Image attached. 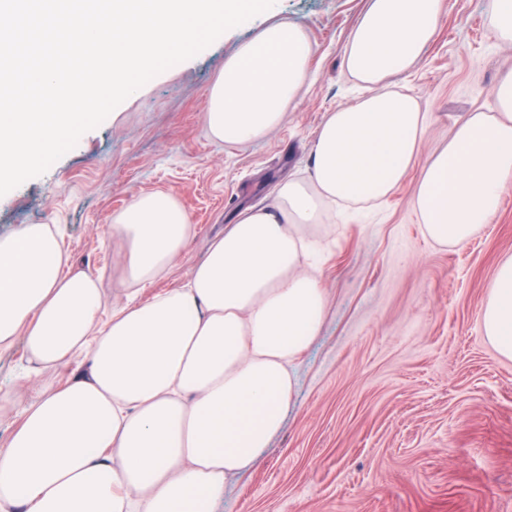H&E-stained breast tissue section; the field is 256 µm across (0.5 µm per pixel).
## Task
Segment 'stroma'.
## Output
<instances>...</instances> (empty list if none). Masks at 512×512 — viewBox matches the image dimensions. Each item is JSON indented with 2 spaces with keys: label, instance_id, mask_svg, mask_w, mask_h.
I'll use <instances>...</instances> for the list:
<instances>
[{
  "label": "stroma",
  "instance_id": "obj_1",
  "mask_svg": "<svg viewBox=\"0 0 512 512\" xmlns=\"http://www.w3.org/2000/svg\"><path fill=\"white\" fill-rule=\"evenodd\" d=\"M370 0H276L157 75L42 175L0 196V239L50 225L72 270L99 277L100 321L126 303L127 253L112 220L140 193L163 191L192 232L169 272L136 301L186 284L211 241L283 180L305 177L329 112L357 102L344 71L348 38ZM488 0H444L434 39L392 77L428 119L426 149L466 113L493 108L512 68ZM301 26L311 45L305 93L272 133L239 147L206 129L225 61L270 24ZM417 171L383 203L337 210L317 233L326 313L295 363L294 401L259 462L229 481L215 512H512V360L484 338L479 305L512 254V188L463 246L431 243L411 206ZM23 337L0 349V449L37 394L88 370L86 358L26 376Z\"/></svg>",
  "mask_w": 512,
  "mask_h": 512
}]
</instances>
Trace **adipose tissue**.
I'll list each match as a JSON object with an SVG mask.
<instances>
[{"instance_id": "obj_1", "label": "adipose tissue", "mask_w": 512, "mask_h": 512, "mask_svg": "<svg viewBox=\"0 0 512 512\" xmlns=\"http://www.w3.org/2000/svg\"><path fill=\"white\" fill-rule=\"evenodd\" d=\"M441 3L370 0L344 57L365 96L329 113L307 177L281 183L274 205L241 211L184 287L128 302L103 323L98 280L68 272L49 225L0 240V347L23 336L33 376L90 360L87 376L24 406L0 450V512H214L279 430L293 364L320 330L324 288L306 259L326 204L380 203L415 167L412 207L431 241L459 245L491 222L512 186V70L494 88V110L467 113L429 153L424 113L391 84L432 40ZM310 54L286 22L242 45L210 92L209 133L244 145L273 132ZM190 229L169 194L136 196L112 226L127 283L166 274ZM480 319L512 360V255L498 262Z\"/></svg>"}]
</instances>
